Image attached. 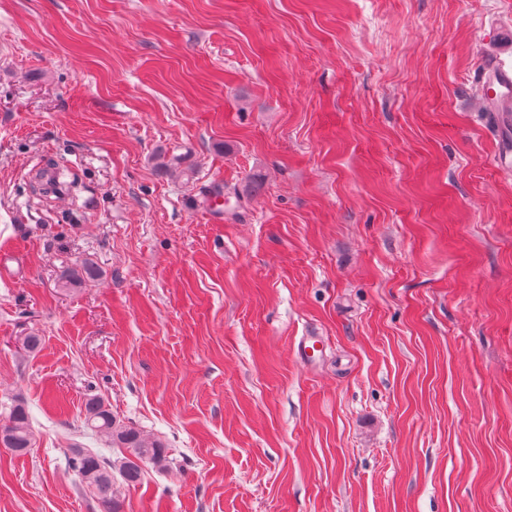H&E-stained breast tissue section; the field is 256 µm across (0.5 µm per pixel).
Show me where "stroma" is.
Instances as JSON below:
<instances>
[{"mask_svg": "<svg viewBox=\"0 0 512 512\" xmlns=\"http://www.w3.org/2000/svg\"><path fill=\"white\" fill-rule=\"evenodd\" d=\"M508 21L0 0V422L37 439L0 512H101L92 396L168 450L123 512H512V122L476 77ZM98 277V269L91 263H85L80 270H66L60 278L62 288H78L86 281L95 280Z\"/></svg>", "mask_w": 512, "mask_h": 512, "instance_id": "1", "label": "stroma"}]
</instances>
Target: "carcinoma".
<instances>
[{
    "mask_svg": "<svg viewBox=\"0 0 512 512\" xmlns=\"http://www.w3.org/2000/svg\"><path fill=\"white\" fill-rule=\"evenodd\" d=\"M97 277V267L86 263L79 270L64 271L59 283L63 288H78ZM84 410L85 428L116 451V457L112 459L99 450L77 446L69 458L70 466L84 490L105 507V512H122V505L113 493L114 474H119L129 486L139 484L145 466L166 462V446L117 419L98 398L87 399ZM0 444L17 455H24L35 447L36 437L23 405L13 406L6 423L0 425Z\"/></svg>",
    "mask_w": 512,
    "mask_h": 512,
    "instance_id": "cac0c4a2",
    "label": "carcinoma"
}]
</instances>
